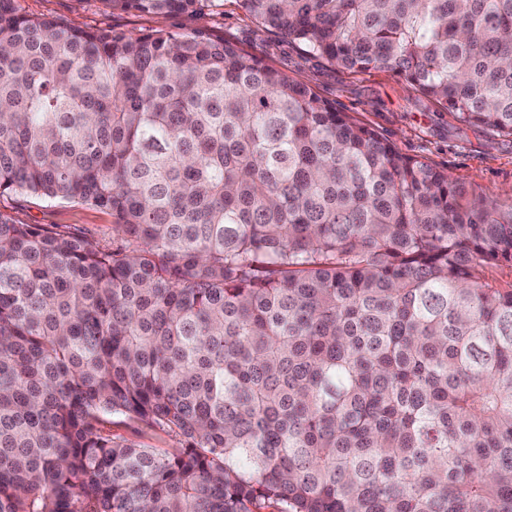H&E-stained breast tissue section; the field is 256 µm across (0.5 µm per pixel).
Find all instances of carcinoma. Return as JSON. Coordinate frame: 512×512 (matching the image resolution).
<instances>
[{
  "instance_id": "cac0c4a2",
  "label": "carcinoma",
  "mask_w": 512,
  "mask_h": 512,
  "mask_svg": "<svg viewBox=\"0 0 512 512\" xmlns=\"http://www.w3.org/2000/svg\"><path fill=\"white\" fill-rule=\"evenodd\" d=\"M241 2L512 135V0ZM5 195L106 210L116 236L0 211V512H512V205L207 30L17 0ZM108 419L112 423H107L106 428L112 435L123 437L136 444L161 448L170 452L181 448L178 437L172 434L168 435L145 422L130 421L120 415H112Z\"/></svg>"
}]
</instances>
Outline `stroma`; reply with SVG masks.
I'll use <instances>...</instances> for the list:
<instances>
[{
    "instance_id": "stroma-1",
    "label": "stroma",
    "mask_w": 512,
    "mask_h": 512,
    "mask_svg": "<svg viewBox=\"0 0 512 512\" xmlns=\"http://www.w3.org/2000/svg\"><path fill=\"white\" fill-rule=\"evenodd\" d=\"M22 13L50 17L86 29L139 34L151 29L189 33L205 29L262 57L280 71L305 82L338 110L372 127L405 155L447 172L498 204H512V136L460 124L448 110L407 87L392 73L351 74L313 56L281 36L258 30L238 0L204 13L157 17L110 10L103 0H18ZM0 211L25 224H69L101 241L112 239L109 212L73 202L35 197H2ZM108 431L131 442L172 451L178 437L141 421L112 416Z\"/></svg>"
}]
</instances>
